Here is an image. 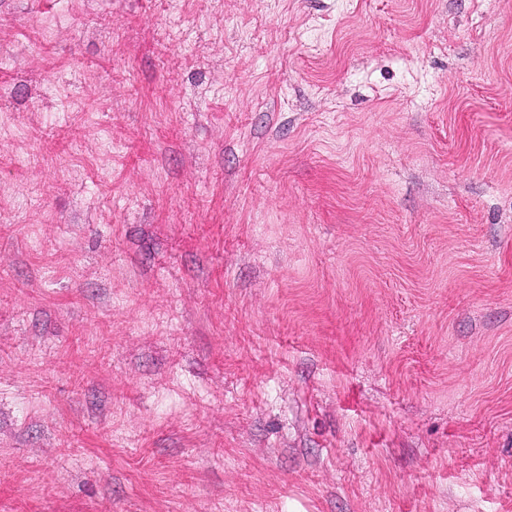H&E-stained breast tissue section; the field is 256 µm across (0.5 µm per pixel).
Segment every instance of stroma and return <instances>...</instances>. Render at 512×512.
<instances>
[{"mask_svg":"<svg viewBox=\"0 0 512 512\" xmlns=\"http://www.w3.org/2000/svg\"><path fill=\"white\" fill-rule=\"evenodd\" d=\"M0 512H512V0H0Z\"/></svg>","mask_w":512,"mask_h":512,"instance_id":"stroma-1","label":"stroma"}]
</instances>
